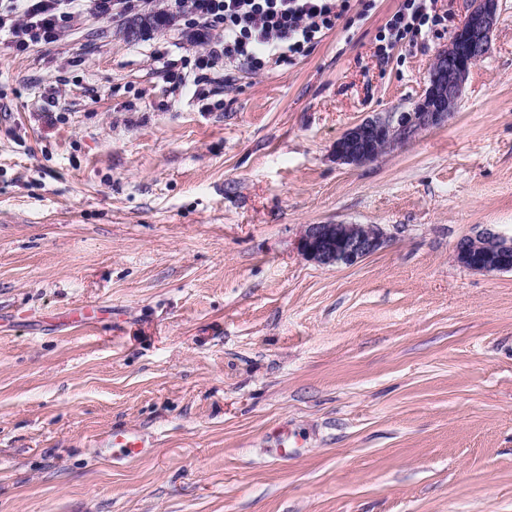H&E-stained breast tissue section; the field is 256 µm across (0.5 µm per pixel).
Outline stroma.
<instances>
[{
	"label": "stroma",
	"instance_id": "stroma-1",
	"mask_svg": "<svg viewBox=\"0 0 512 512\" xmlns=\"http://www.w3.org/2000/svg\"><path fill=\"white\" fill-rule=\"evenodd\" d=\"M399 5L201 87L183 25L0 42V512H512V271L456 256L512 235V0L447 123L336 163L471 0L377 55ZM307 224L387 241L322 266ZM119 426L150 449L103 447ZM468 244H471V247H468ZM471 249L477 250L475 254L472 253L474 261L483 260L484 254L480 250L485 251L486 261L472 262L470 257ZM510 254L512 255V237H504L490 229H485L474 237L467 238L463 247H460L459 243L457 245L458 261L466 268L475 271L488 273L511 271L512 266L507 263Z\"/></svg>",
	"mask_w": 512,
	"mask_h": 512
}]
</instances>
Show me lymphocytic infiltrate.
<instances>
[{
  "instance_id": "lymphocytic-infiltrate-1",
  "label": "lymphocytic infiltrate",
  "mask_w": 512,
  "mask_h": 512,
  "mask_svg": "<svg viewBox=\"0 0 512 512\" xmlns=\"http://www.w3.org/2000/svg\"><path fill=\"white\" fill-rule=\"evenodd\" d=\"M146 8V0H15L8 14L0 15V30L8 29L12 45L23 51L56 42L84 12L121 17ZM353 8L354 0H171L167 15L174 21L191 18L201 37L221 31V39L197 55V70L211 69L219 60L258 69L265 61L310 51ZM441 23L426 0H401L376 37V51L383 55L406 37L437 33Z\"/></svg>"
}]
</instances>
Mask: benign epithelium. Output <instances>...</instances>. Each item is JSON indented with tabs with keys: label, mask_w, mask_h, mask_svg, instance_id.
Instances as JSON below:
<instances>
[{
	"label": "benign epithelium",
	"mask_w": 512,
	"mask_h": 512,
	"mask_svg": "<svg viewBox=\"0 0 512 512\" xmlns=\"http://www.w3.org/2000/svg\"><path fill=\"white\" fill-rule=\"evenodd\" d=\"M498 0H472L465 23L448 46L439 50L429 72L423 97L411 112L376 115L349 127L336 140V161L361 166L376 161L380 151L403 145L424 129L448 120L459 101L473 64L489 43L497 22ZM386 241L378 225L307 224L298 247L309 260L323 266L352 265L376 252ZM483 250L485 261L473 262L470 250ZM512 237L485 229L457 247L458 261L481 272L508 271Z\"/></svg>",
	"instance_id": "benign-epithelium-1"
}]
</instances>
